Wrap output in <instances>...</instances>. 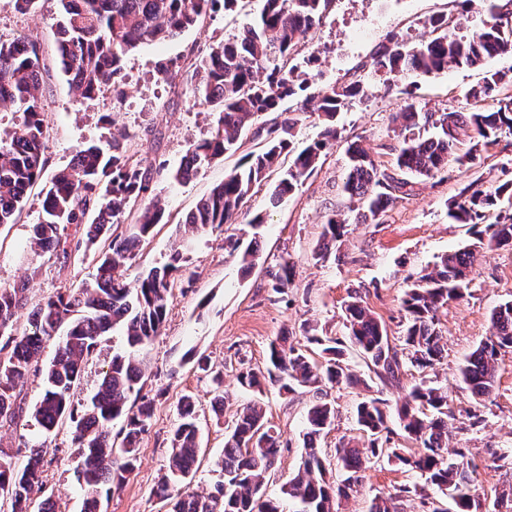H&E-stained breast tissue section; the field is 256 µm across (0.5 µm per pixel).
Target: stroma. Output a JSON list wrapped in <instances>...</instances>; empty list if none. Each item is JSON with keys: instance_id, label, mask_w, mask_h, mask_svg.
Here are the masks:
<instances>
[{"instance_id": "stroma-1", "label": "stroma", "mask_w": 512, "mask_h": 512, "mask_svg": "<svg viewBox=\"0 0 512 512\" xmlns=\"http://www.w3.org/2000/svg\"><path fill=\"white\" fill-rule=\"evenodd\" d=\"M263 4L264 0H237L231 9L205 18L180 39L144 45L129 54L124 64L127 96L119 102L108 89L90 98L78 97L61 74L54 35L60 18L58 0H40L32 14L18 12L12 0H0V35H26L36 40L47 65L43 104L49 118L45 149L48 173L65 167L75 151L88 142H111L117 128L128 133L127 144L135 159L178 166L189 143L206 137L210 130L207 107L195 103L187 91L189 58L208 43L238 34ZM440 17L472 33L483 28L489 14L483 0H334L325 23L292 55L290 63L306 80L310 92L342 87L355 80L363 82L365 92L349 99L337 113L336 142L291 194L281 202H272L271 188L280 178L279 172H272L245 201L235 223L207 232L189 245L187 261L194 278L190 284L173 289L161 335L139 354L144 366L142 392L156 399L140 461L122 488L102 496L101 512H169L170 503L160 499L156 489L166 472L170 438L179 423L178 404L185 397L196 404L201 439L192 489L213 491L227 427L240 406L257 400L265 409L269 426L281 433L283 441L276 472L263 492L278 503L281 512H291L293 505L280 487L305 454L303 431L309 396L280 394L274 382L266 383L259 392L245 389L237 382V374L248 369L265 370L269 344L277 337L288 336L302 347L310 333L344 337L342 307L354 292L385 323L391 339L399 340L406 288L430 270L439 256L473 240L468 225L450 221L449 202L471 182L495 187L512 180V134H505L475 164L450 166L442 179L415 180L411 196L399 200L380 221H363L362 205L340 192L348 144L358 143L376 160L393 163L390 149L403 139L393 116L406 100H414L429 112H466L475 105L468 93L482 83L486 70L512 66V56L502 55L484 70L451 67L430 76L396 78L372 72L371 56L389 36L414 43L426 36L432 20ZM169 60L177 62L180 71L166 82L160 79L158 66ZM237 160V155H224L187 183L166 179L153 183L154 192L165 199L172 221L156 228L133 260L130 277L167 261L178 221L223 181ZM41 203L39 188H32L16 222L0 228V287L24 291L17 320L21 331L44 298L58 289L90 281L95 272L92 258L74 257L63 264L55 255L35 250L32 239L41 218ZM335 213L347 218L348 233L336 254L315 260L313 252L323 225ZM258 216L264 223L256 232L251 222ZM230 235L244 243L255 235L260 238L259 257L249 275L241 274L238 254L224 247ZM285 259L294 266L293 279L287 292L278 294L270 288L266 271ZM507 300H512V250L486 252L475 264L468 293L450 301L440 316L446 358L429 373L431 380L448 389L449 407L455 414L448 422V445L469 449L475 467L471 492L481 499L493 498L496 489L512 485V469L496 468L491 461L492 451L512 448V350L501 353L496 388L483 401H474L459 388L456 369L489 336L491 312ZM124 350L121 329L102 339L74 389L75 410H82L94 395L113 354ZM189 351L207 357L210 371L184 362L183 356ZM345 362L354 381L328 390L336 419L319 441L322 451L332 455L340 444L361 441L354 411L368 397L387 400L391 444L407 447L397 410L407 389L419 378L415 368L405 367L400 386L387 387L356 350L347 351ZM216 371L224 374L220 389L212 381ZM43 393L42 378H31L23 390L25 411L17 424L0 428V446L11 450L20 467L26 463L29 448H41L47 493L63 512H81L83 490L76 478L81 458L72 444L69 424L47 432L32 415ZM219 394L224 397V416L220 419L212 410ZM470 409L482 418L478 426L469 424L466 412ZM423 484L419 473L405 471L383 457L367 470L358 491L337 500L336 508L338 512H368L372 499L406 485L415 493L406 501L405 512H423L416 493Z\"/></svg>"}]
</instances>
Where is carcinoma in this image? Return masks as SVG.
Returning a JSON list of instances; mask_svg holds the SVG:
<instances>
[{
	"label": "carcinoma",
	"mask_w": 512,
	"mask_h": 512,
	"mask_svg": "<svg viewBox=\"0 0 512 512\" xmlns=\"http://www.w3.org/2000/svg\"><path fill=\"white\" fill-rule=\"evenodd\" d=\"M61 20L56 25L55 52L60 69L73 91L88 98L105 87L116 98L125 94L124 58L142 45L179 37L200 19L234 0H59ZM333 0H264L259 18L231 39L212 44L191 59L190 93L212 115L210 135L190 146L180 166L171 173L188 182L210 163L234 153L243 135L263 139L262 148L249 152L187 216L180 237L171 247L167 262L130 280V261L136 250L165 222L163 198L152 193L151 173L164 166L144 168L126 146L127 135L112 136L111 151L87 143L73 155L67 167L42 189V218L34 230V248L68 261L94 251L96 272L78 288H64L34 310L29 328L15 327L22 308L20 288L0 287V426L11 425L23 414L22 391L28 380L42 377L45 392L33 415L46 430L67 419L72 442L82 457L78 479L84 490L83 512H100L102 488L119 487L136 469L140 443L154 414L155 398L141 394L139 360L117 354L97 392L82 413L73 408V388L84 360L103 336L121 327L129 347L142 350L166 322L168 298L178 281L186 277V239L234 221L245 199L266 178L284 154L291 165L276 183L272 200L278 202L316 167L320 156L336 140V113L344 102L360 93L361 81L331 87L297 101L295 109L282 103L305 91L295 82L288 59L307 34L330 13ZM507 2L488 0L490 21L469 37L460 36L444 18L432 22V35L412 46L391 39L372 57L376 73L392 77L409 72L427 76L450 66L478 68L493 57L512 53V17ZM43 55L40 45L25 36L0 37V112L21 114L20 121L0 136V225L12 224L24 199L42 178L46 168L45 141L49 123L42 105ZM475 101L490 99L494 107L470 112H429L413 102L394 114V122L411 135L403 138L393 167L378 164L358 144L346 150L342 192L363 202L364 218L377 220L412 188L406 175L432 178L455 162H474L480 149L498 143L502 133L512 134V68L489 71ZM268 112L279 113L269 125ZM308 112H319L327 124L320 138L298 150L295 129ZM135 222L125 232L113 227L125 224L133 207ZM455 224H468L474 241L439 257L431 272L421 276L404 293L403 344L392 342L388 330L363 305L358 294L344 306L348 342L309 336L307 342L321 349L324 363L310 361L302 348L281 336L269 345L268 378L291 394L313 392L303 434L305 455L297 473L281 487L292 499L294 512H336V500L361 484L373 460L387 457L420 472L427 486L452 500L453 512H500L512 503V489L496 495L492 505L471 494L474 482L469 450L448 449V391L425 379L409 389L398 410L405 437L418 451L388 446L387 400L371 398L356 406V420L367 444L336 449L331 467L316 446L336 418L327 399V386L353 382L343 359L346 347L359 351L385 386L400 383L406 364L419 373L435 369L444 359L440 314L448 301L462 298L472 282L477 253L483 249H512V182L481 189L471 183L448 205ZM347 232V220L335 214L323 225L314 251L324 260L337 250ZM258 241L241 255L240 270L254 267ZM276 293L288 288L293 265L283 260L268 270ZM59 335L53 359L38 366L43 341ZM512 348V300L491 313V334L457 367L460 388L474 400L491 395L495 388L498 356ZM180 423L171 439L168 474L157 495L172 503L171 512H279L277 502L264 497L262 487L278 460L281 440L266 426L257 403L241 407L224 439L219 463L220 480L215 492L203 494L185 481L194 472L200 452L194 404L185 397L179 404ZM123 419L122 441L114 447L112 422ZM44 489L42 450L31 449L27 464L15 466L13 456L0 448V496L9 499L10 512H31L34 497ZM407 486L373 500L370 512H403Z\"/></svg>",
	"instance_id": "carcinoma-1"
}]
</instances>
